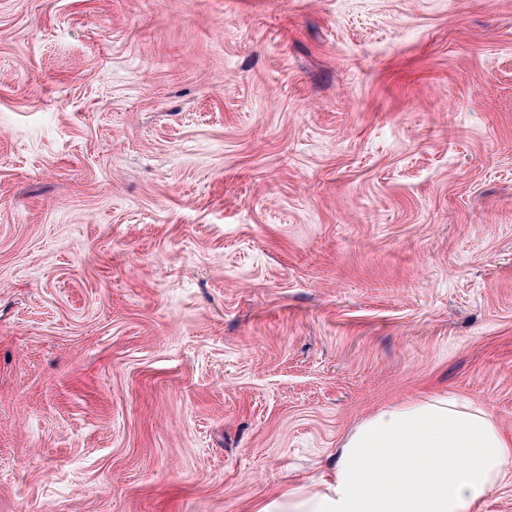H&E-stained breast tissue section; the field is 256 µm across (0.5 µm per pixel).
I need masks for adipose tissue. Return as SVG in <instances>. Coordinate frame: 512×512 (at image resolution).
Masks as SVG:
<instances>
[{"label": "adipose tissue", "instance_id": "adipose-tissue-1", "mask_svg": "<svg viewBox=\"0 0 512 512\" xmlns=\"http://www.w3.org/2000/svg\"><path fill=\"white\" fill-rule=\"evenodd\" d=\"M511 478L512 438L495 415L434 396L362 420L319 481H289L252 512H482Z\"/></svg>", "mask_w": 512, "mask_h": 512}]
</instances>
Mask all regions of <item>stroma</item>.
<instances>
[{
  "instance_id": "1",
  "label": "stroma",
  "mask_w": 512,
  "mask_h": 512,
  "mask_svg": "<svg viewBox=\"0 0 512 512\" xmlns=\"http://www.w3.org/2000/svg\"><path fill=\"white\" fill-rule=\"evenodd\" d=\"M447 393L512 434V0H0V512H248Z\"/></svg>"
}]
</instances>
